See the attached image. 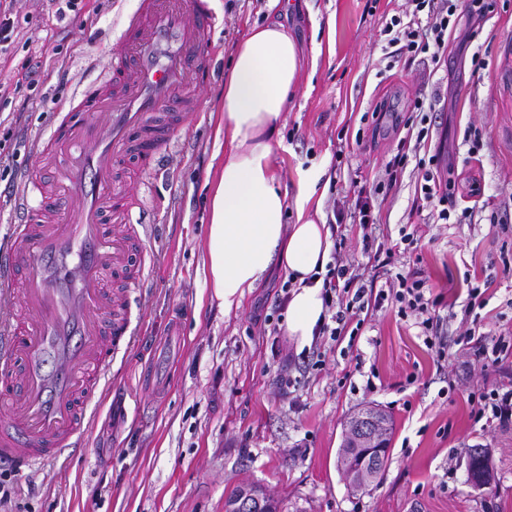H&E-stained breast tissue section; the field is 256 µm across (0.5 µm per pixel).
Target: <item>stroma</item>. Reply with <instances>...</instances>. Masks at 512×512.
<instances>
[{
    "mask_svg": "<svg viewBox=\"0 0 512 512\" xmlns=\"http://www.w3.org/2000/svg\"><path fill=\"white\" fill-rule=\"evenodd\" d=\"M400 3L297 0L283 19L305 65L273 163L287 187L298 171L323 169L309 204L318 218L330 214L333 199L352 196L355 182L378 179L397 152L391 115L409 109L421 73L415 63L387 68L383 58L380 32ZM136 4L85 0L80 14L61 20L49 0H19L18 35L0 54L7 90L0 142L13 154L0 172V248L21 219L3 192L7 181L35 169L33 144L50 132L59 107L110 68L109 47ZM212 7L218 22L207 40L218 73L198 93L199 112L163 148L158 171L144 173L131 160L112 175L150 249L132 294L135 341L114 359L110 390L89 404L84 447L11 467L0 480L11 492L7 512H224L226 495L246 484L260 486L281 512H512V430L475 422L466 392L471 359L456 342L458 297L470 278L491 282L484 331L512 332V276L502 273L503 259L512 260V0H492L471 56L447 52L427 88L442 112L456 202L470 208L471 220L441 223L421 201L411 165L376 202L378 233L396 241L402 227L417 231L419 266L444 295L447 361L436 362L420 328L382 310L351 356L322 347L324 363L307 369L294 403L277 388L271 344L286 352L295 345L257 320L274 302L273 280L227 312L202 273L209 183L224 153V76L247 29L272 18L267 0H212ZM377 107L385 112L378 125L368 117ZM372 372L380 384L369 391ZM371 405L393 421L388 462L377 484L356 489L337 457L348 419ZM476 445L490 451L488 489L468 480L467 450Z\"/></svg>",
    "mask_w": 512,
    "mask_h": 512,
    "instance_id": "obj_1",
    "label": "stroma"
}]
</instances>
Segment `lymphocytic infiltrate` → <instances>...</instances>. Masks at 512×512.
I'll use <instances>...</instances> for the list:
<instances>
[{
  "mask_svg": "<svg viewBox=\"0 0 512 512\" xmlns=\"http://www.w3.org/2000/svg\"><path fill=\"white\" fill-rule=\"evenodd\" d=\"M482 10L481 0H404L398 15L392 16L383 29L387 37L383 55L392 67L411 62L421 54L428 55L432 64H440L449 41L460 29L462 18ZM436 121L434 101L423 91H416L412 109L402 121L406 136L400 140L397 153L386 163L384 174L376 183L377 189L397 185L407 165L411 143L428 142ZM440 162V154L435 153L429 159L418 160L416 168L422 179L420 192L424 200L437 207L438 219L446 222L455 210V201L452 182L442 181L438 176ZM375 200L374 191L362 189L352 208H344L337 202L332 205L334 220L329 228L334 244L322 291L326 313L315 329L316 341L337 346L347 340L356 341L365 314L391 303L397 306L401 317L413 319L425 345L435 350L437 359H445L447 343L439 331L443 296L428 285L421 270L412 268L381 280L374 275L363 276L344 256L347 241L344 221L349 218L359 224L364 252L376 268L391 265L395 247L376 244L372 236L377 221ZM487 304L485 289L478 284L469 285L464 316L471 319L472 325L459 334L458 340L479 369L480 378L471 385L468 394L474 419L508 430L512 429V386L491 382L487 375L489 367H501L512 361V336H493L476 327L475 322Z\"/></svg>",
  "mask_w": 512,
  "mask_h": 512,
  "instance_id": "obj_1",
  "label": "lymphocytic infiltrate"
}]
</instances>
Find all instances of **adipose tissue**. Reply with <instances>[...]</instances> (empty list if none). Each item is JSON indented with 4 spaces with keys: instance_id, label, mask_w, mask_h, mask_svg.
I'll list each match as a JSON object with an SVG mask.
<instances>
[{
    "instance_id": "obj_1",
    "label": "adipose tissue",
    "mask_w": 512,
    "mask_h": 512,
    "mask_svg": "<svg viewBox=\"0 0 512 512\" xmlns=\"http://www.w3.org/2000/svg\"><path fill=\"white\" fill-rule=\"evenodd\" d=\"M303 55L287 28L268 22L249 28L237 42L224 81V163L212 185L203 271L225 309L281 270L292 287L284 326L297 346H310L325 312L322 276L329 261V230L306 215L322 173H299L293 190L282 189L273 166L283 142L281 121L293 105ZM295 223H286L288 207Z\"/></svg>"
}]
</instances>
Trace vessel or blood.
Returning <instances> with one entry per match:
<instances>
[{
    "label": "vessel or blood",
    "instance_id": "obj_1",
    "mask_svg": "<svg viewBox=\"0 0 512 512\" xmlns=\"http://www.w3.org/2000/svg\"><path fill=\"white\" fill-rule=\"evenodd\" d=\"M215 19L211 0H139L111 49V73L75 96L35 146L52 181L27 170L14 188L24 220L0 250V289L25 271L32 324L21 334L0 321V355L23 359L0 462L50 461L85 440L87 408L77 399L108 389V363L136 332L122 298L102 289L108 272H126L132 246L120 231L132 215L118 205L112 170L135 140L143 168L157 169L185 113L198 111L196 91L216 73L215 58L199 54Z\"/></svg>",
    "mask_w": 512,
    "mask_h": 512
}]
</instances>
